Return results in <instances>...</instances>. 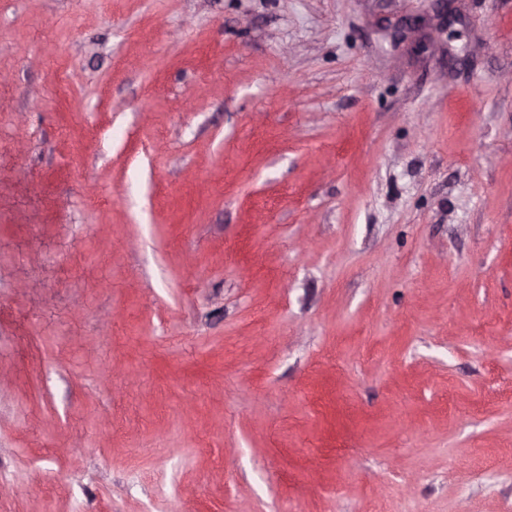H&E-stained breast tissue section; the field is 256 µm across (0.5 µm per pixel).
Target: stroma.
<instances>
[{"label": "stroma", "mask_w": 512, "mask_h": 512, "mask_svg": "<svg viewBox=\"0 0 512 512\" xmlns=\"http://www.w3.org/2000/svg\"><path fill=\"white\" fill-rule=\"evenodd\" d=\"M454 6L0 0V512H512V0Z\"/></svg>", "instance_id": "1"}]
</instances>
